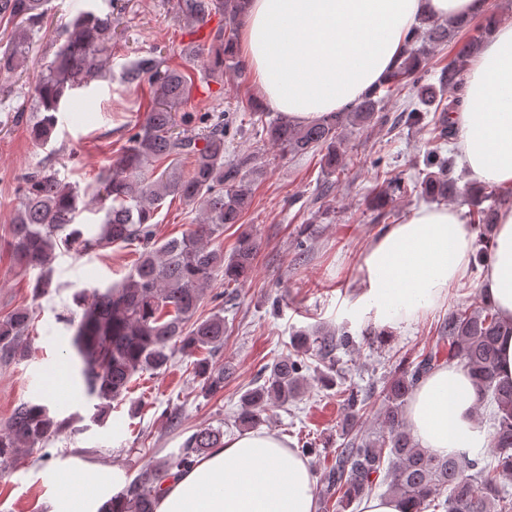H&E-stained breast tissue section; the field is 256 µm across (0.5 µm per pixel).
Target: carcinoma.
<instances>
[{
    "label": "carcinoma",
    "mask_w": 512,
    "mask_h": 512,
    "mask_svg": "<svg viewBox=\"0 0 512 512\" xmlns=\"http://www.w3.org/2000/svg\"><path fill=\"white\" fill-rule=\"evenodd\" d=\"M48 0H0V22L12 25L9 39L0 50V72L13 73L29 63L34 35L47 14ZM174 18L187 25L200 24L213 15L224 16L233 30L240 24L245 0H171ZM114 0L109 11L79 12L72 31L63 30L64 43L41 69L31 89L38 116L30 127L35 142H50L58 125L59 106L67 92L84 88L102 76L107 51L112 45ZM464 28L425 16L411 29L394 68L385 80L366 91L348 107L322 115L309 125H298L284 113L271 119L259 106L252 116L261 124L262 136L282 154L321 152L324 169L334 174L345 168L343 131L364 128L377 119L385 97L408 84L416 102L405 109L404 122L415 125L423 113L431 141L440 146L457 136L450 114L461 104L464 68L475 56L483 35L463 42L440 74L439 84L423 79L427 52L448 43L452 32ZM237 74L245 66L235 52L233 38L220 28L211 38V55L205 75L222 77L224 70ZM149 79L151 105L142 121L133 126L127 145L101 174L94 201L103 213L97 228L76 227L79 193L59 178L55 165L38 166L26 172L19 201L11 221V248L16 266L37 270L34 292L43 296L53 288L52 263L58 253L91 252L112 246L138 243L142 252L132 269L115 285L105 289L83 288L74 301L80 318L62 317L75 328L72 347L80 358L79 375L85 395L97 400L92 419L106 422L112 402L120 399L132 378L168 366L178 353L205 351L208 357L195 363L194 374L201 393L211 395L224 388V365L215 356L224 348L227 334L224 309L207 317L197 312L215 275L227 285L243 281L258 249L249 234L241 236L229 254L210 247L224 233V225L236 224L251 197L252 176L257 172L252 155L224 159V126L213 125L198 134L178 130L176 109L189 97L192 80L180 69L164 66L154 55L139 59L123 73L128 84ZM189 162V169L177 166ZM454 156L427 152L424 169L408 187L386 179L371 196L378 221L387 215L392 196L411 192L431 201H445L459 194L469 201V222L482 227L478 262L492 255L493 225L501 193L494 186L458 187L452 177ZM172 197L194 208L200 223L187 234L163 242L155 240L153 220L163 201ZM34 310L20 307L0 320V357L23 360L29 356L25 336ZM512 335V322L500 318L495 306L477 295L475 302L450 313L435 340L413 356L403 357L400 368L384 381L381 431L363 433L359 423L372 395L362 396L352 388L338 392L345 415L342 442L335 462L317 482L320 507L333 505L347 510L379 488L411 506L409 512H512V494L503 485L512 481V381L500 378L499 342ZM353 345V336L343 329L299 330L292 337L293 353L264 367L255 386L240 398L238 421L245 430L254 428L261 412L283 407L304 389L306 373L313 372L323 387H336L337 351ZM464 368L475 385L477 405L491 408L494 448L491 459L468 452L440 456L420 447L410 432L404 407L423 378L443 364ZM69 419H57L47 405L23 401L0 426V467L44 451L62 434ZM223 426L207 425L186 440L181 452L169 459L145 465L124 487L105 502L99 512H154L159 485L173 469L191 464L194 458L223 444Z\"/></svg>",
    "instance_id": "cac0c4a2"
}]
</instances>
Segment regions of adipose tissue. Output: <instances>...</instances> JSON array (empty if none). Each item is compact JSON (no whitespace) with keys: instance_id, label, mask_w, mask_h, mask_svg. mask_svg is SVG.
Returning <instances> with one entry per match:
<instances>
[{"instance_id":"ef3b65f1","label":"adipose tissue","mask_w":512,"mask_h":512,"mask_svg":"<svg viewBox=\"0 0 512 512\" xmlns=\"http://www.w3.org/2000/svg\"><path fill=\"white\" fill-rule=\"evenodd\" d=\"M487 0H248L235 49L256 93L305 125L356 100L383 80L419 17H483ZM468 67L454 115L458 163L470 180L496 186L494 247L481 282L504 320L512 319V22L494 21ZM475 225L452 206H423L390 224L361 251L350 286L363 318L396 329L443 301L471 262ZM471 377L454 365L433 370L407 408L421 447L445 456L480 448ZM111 474L87 468L62 479L54 512H99ZM155 512H316L314 480L287 439L260 430L225 436L166 479Z\"/></svg>"}]
</instances>
